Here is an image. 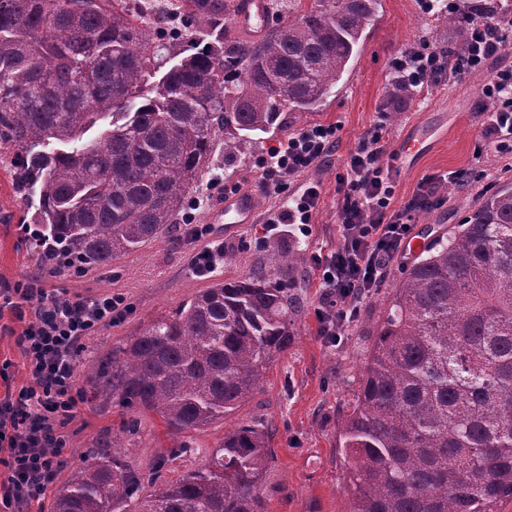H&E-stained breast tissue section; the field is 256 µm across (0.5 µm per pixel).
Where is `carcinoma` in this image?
Instances as JSON below:
<instances>
[{
  "mask_svg": "<svg viewBox=\"0 0 512 512\" xmlns=\"http://www.w3.org/2000/svg\"><path fill=\"white\" fill-rule=\"evenodd\" d=\"M103 0H0V145L31 193L43 264L106 267L183 210L214 140L224 151L307 112L340 80L379 0H316L242 50L224 39L145 90L166 48ZM303 260L293 249L271 267ZM276 275L222 282L90 359V400L176 432L224 419L293 337ZM348 512H499L512 501V188L437 237L395 288L339 430ZM267 431L224 434L206 463L143 495L92 451L49 512H263Z\"/></svg>",
  "mask_w": 512,
  "mask_h": 512,
  "instance_id": "cac0c4a2",
  "label": "carcinoma"
}]
</instances>
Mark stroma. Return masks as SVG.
<instances>
[{
    "mask_svg": "<svg viewBox=\"0 0 512 512\" xmlns=\"http://www.w3.org/2000/svg\"><path fill=\"white\" fill-rule=\"evenodd\" d=\"M487 2L380 0L354 62L315 110L282 112L278 130L254 135L229 153L223 141H216L215 159L204 168L200 180L215 182L213 195L218 198L230 185L254 190L261 158L270 148L284 144L289 135L316 126L334 129L328 161L291 177L287 194L265 196L266 207L257 223L244 225L233 236L225 235L223 225L210 224L209 239L195 240L187 233V223L209 224L211 209L188 207L154 240L117 256L109 266L63 268L50 279V287L70 297L108 292L125 296L129 313L120 323L103 327L87 340L86 354L91 357L108 352L141 325L170 314L216 283L267 272L272 253L293 248L304 252L303 265L289 276V286L298 300L293 340L271 363L261 388L224 420L186 435L169 430L156 414L139 415L138 433L117 453L122 464L154 478L160 488L202 466L226 432L241 426H262L268 430L270 453L260 488L266 512H347L346 464L339 447V426L356 402L359 369L392 290L417 256L411 253L393 263L384 282L364 300L357 320L336 345L326 343L319 334L316 309L320 290L313 257L336 246L338 177L345 171L349 152L378 123L386 124L393 142L416 125L448 130L447 140L437 143L414 165H399L393 175V206L400 209L423 178L449 171L464 174L462 183L442 188L440 207L415 214L412 235L424 243L464 223L483 196L512 186V147L502 150L485 144L482 129L487 114L480 98L482 87L492 75L512 66V43L482 69L449 72L440 87L410 96L394 107L387 102L392 59L409 49L447 52L461 40L457 30L448 26L447 16L476 11ZM187 13L188 0H175L172 10L156 19L179 53L208 46L223 27L222 18L214 12L202 24L183 29L182 19ZM307 183L319 185L321 192L309 235L298 239L278 229L269 230L268 220L280 212L288 193L297 192ZM29 206V196L15 186L10 158L0 156L2 277L19 279L42 266L30 235L19 225ZM211 239L223 241L224 265L216 275L206 278L195 274L193 261ZM0 323L8 327L0 334V364H7L9 375L8 380L0 379L2 394L25 386L27 372L14 337L8 334L9 329L19 328V321L7 313L0 316ZM124 419L121 410L82 401L77 417L64 429L67 467L57 473V481H64L69 467L79 464L87 451L110 443Z\"/></svg>",
    "mask_w": 512,
    "mask_h": 512,
    "instance_id": "stroma-1",
    "label": "stroma"
}]
</instances>
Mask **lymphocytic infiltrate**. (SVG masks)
Returning <instances> with one entry per match:
<instances>
[{
  "instance_id": "lymphocytic-infiltrate-1",
  "label": "lymphocytic infiltrate",
  "mask_w": 512,
  "mask_h": 512,
  "mask_svg": "<svg viewBox=\"0 0 512 512\" xmlns=\"http://www.w3.org/2000/svg\"><path fill=\"white\" fill-rule=\"evenodd\" d=\"M500 21L486 15L470 21L460 69L477 70L505 51L497 37ZM396 80L411 92L435 86L442 72L439 51H406L392 64ZM492 109L484 125L485 142H512V67L496 72L482 89ZM331 129L316 127L289 136L260 163V185L282 192L291 176L332 151ZM385 125L368 132L350 151L336 192L338 242L318 258L321 334L338 343L359 314L362 302L384 281L392 263L405 252L414 213L440 200L442 185L459 182L460 172L428 177L404 208L394 209V185L386 162ZM11 311L23 328L15 342L26 360L28 383L19 393L0 397V512H28L40 502L64 464L63 428L78 414L76 387L85 342L101 328L124 317L122 295L65 298L47 287L45 275L11 281L0 277V312Z\"/></svg>"
}]
</instances>
